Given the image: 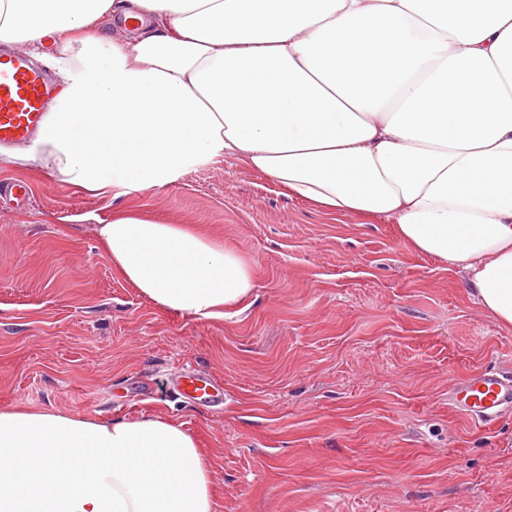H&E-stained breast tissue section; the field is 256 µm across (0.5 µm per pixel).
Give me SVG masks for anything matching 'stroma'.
Segmentation results:
<instances>
[{
  "label": "stroma",
  "instance_id": "stroma-1",
  "mask_svg": "<svg viewBox=\"0 0 512 512\" xmlns=\"http://www.w3.org/2000/svg\"><path fill=\"white\" fill-rule=\"evenodd\" d=\"M129 206L252 262L248 308L168 312L121 279L96 226ZM493 366L512 326L382 217L231 158L119 198L0 167V410L166 415L209 454L218 512H512V415L448 410L452 378ZM186 372L222 379L223 408L177 396Z\"/></svg>",
  "mask_w": 512,
  "mask_h": 512
}]
</instances>
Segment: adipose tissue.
<instances>
[{"label": "adipose tissue", "instance_id": "ef3b65f1", "mask_svg": "<svg viewBox=\"0 0 512 512\" xmlns=\"http://www.w3.org/2000/svg\"><path fill=\"white\" fill-rule=\"evenodd\" d=\"M125 32L109 56L101 29ZM0 41L60 91L0 163L104 195L217 157L333 215H375L512 326V0H0ZM113 267L157 307L220 320L253 265L186 224L123 209ZM0 512H217L211 464L161 415L0 410Z\"/></svg>", "mask_w": 512, "mask_h": 512}]
</instances>
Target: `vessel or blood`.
Segmentation results:
<instances>
[{
	"label": "vessel or blood",
	"instance_id": "obj_1",
	"mask_svg": "<svg viewBox=\"0 0 512 512\" xmlns=\"http://www.w3.org/2000/svg\"><path fill=\"white\" fill-rule=\"evenodd\" d=\"M53 99L54 87L43 69L20 52L0 48V145L36 135ZM173 389L215 409L223 403L224 386L211 376L181 375ZM448 406L482 426L496 424L512 410V372L486 369L454 380Z\"/></svg>",
	"mask_w": 512,
	"mask_h": 512
}]
</instances>
